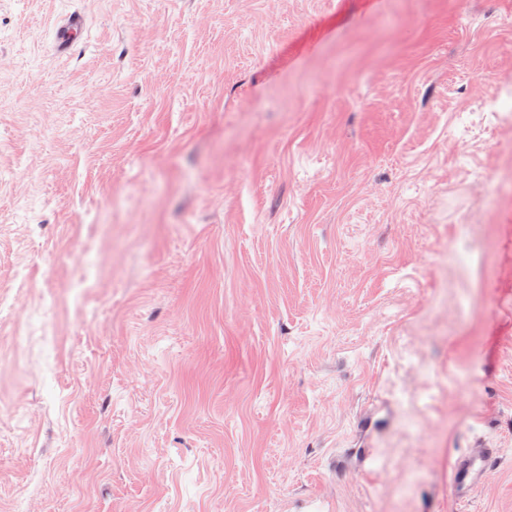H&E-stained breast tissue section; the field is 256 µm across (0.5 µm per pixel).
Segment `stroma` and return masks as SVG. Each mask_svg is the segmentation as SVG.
<instances>
[{"instance_id":"obj_1","label":"stroma","mask_w":512,"mask_h":512,"mask_svg":"<svg viewBox=\"0 0 512 512\" xmlns=\"http://www.w3.org/2000/svg\"><path fill=\"white\" fill-rule=\"evenodd\" d=\"M314 499L512 512V0H0V512ZM84 22L78 16H70L57 27L56 44L60 52L70 49L83 35ZM498 459V448L479 445L449 462L448 486L456 505L469 502L473 489L496 467Z\"/></svg>"}]
</instances>
